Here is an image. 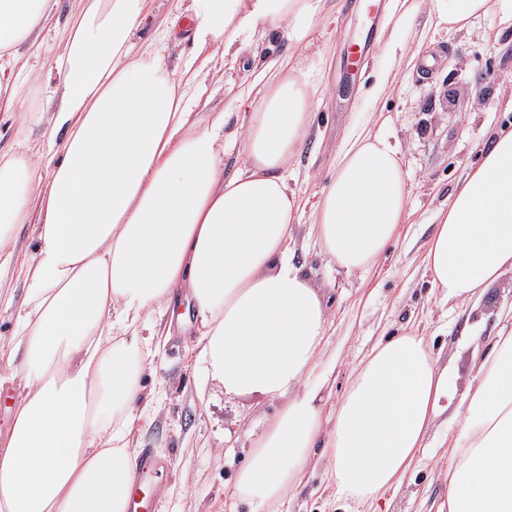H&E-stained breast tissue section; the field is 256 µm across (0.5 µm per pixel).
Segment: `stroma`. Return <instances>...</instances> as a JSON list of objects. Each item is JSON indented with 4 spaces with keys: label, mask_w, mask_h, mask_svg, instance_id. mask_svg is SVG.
<instances>
[{
    "label": "stroma",
    "mask_w": 512,
    "mask_h": 512,
    "mask_svg": "<svg viewBox=\"0 0 512 512\" xmlns=\"http://www.w3.org/2000/svg\"><path fill=\"white\" fill-rule=\"evenodd\" d=\"M388 2L325 0L306 50L290 53L279 36L262 39L256 47L258 65L292 55L323 89L311 133L295 159L297 185L308 207L292 227L290 247L296 263L321 288L330 313L323 355L332 368L323 390L327 419L359 362L379 343L409 330L425 336L438 367H450L458 390H465L475 375V357L488 351L500 318L512 310V272L480 300L458 305L442 301L423 262L440 208L489 148L493 133L512 125V24L490 12L456 31L422 8L389 14ZM177 5L178 0H147L144 21L131 37L133 52L155 43ZM76 6L77 0H59L40 46L17 44L18 64L27 78L12 112H0V154L21 143L33 158L45 162L53 156L55 147L45 139L44 128L63 85L49 70L62 51L58 32ZM394 35L437 56L436 68L415 70L382 53L381 43ZM162 55L177 77L185 62L193 61L199 112L225 111L250 78L223 51L199 47L177 31ZM376 71L386 73V86L378 96L365 97ZM363 123L384 128L399 145L411 206L386 255L366 272L349 275L329 265L311 236V206L355 127ZM37 246L33 225H23L6 246L10 264L0 266V372L20 363L14 355L16 314L26 301L25 265ZM152 319L170 332L142 380L152 412L137 423L130 440L132 447L154 448L174 460L172 473L165 476L168 496L158 512H247L233 493L250 444L247 432L261 427L275 405L202 382L193 324H169L158 312ZM451 419L448 412L438 419L409 472L376 506L337 500L325 463L316 458L288 491L285 505H271L267 512H440L447 502Z\"/></svg>",
    "instance_id": "obj_1"
}]
</instances>
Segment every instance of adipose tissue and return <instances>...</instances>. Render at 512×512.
I'll use <instances>...</instances> for the list:
<instances>
[{"label":"adipose tissue","instance_id":"ef3b65f1","mask_svg":"<svg viewBox=\"0 0 512 512\" xmlns=\"http://www.w3.org/2000/svg\"><path fill=\"white\" fill-rule=\"evenodd\" d=\"M56 0H0V111L15 104V40L38 32ZM448 27L512 0H418ZM145 0H83L53 63L64 87L46 129L60 163L25 149L0 157V246L27 223L39 191L38 251L17 314L21 382L0 446V512H124L135 458L129 437L147 409L149 351L138 330L157 307L193 303L197 364L226 393L277 402L253 439L235 494L264 512L311 460L318 437L340 500L373 501L399 483L434 422L454 408L448 512H512V328L457 392L423 337L405 332L356 369L330 425L320 385H307L328 312L288 241L300 198L290 163L311 127L319 86L272 61L241 86L230 111L191 112L195 88L160 56L132 55ZM324 0H192L180 12L195 41L231 50L264 31L306 44ZM239 144L225 162L227 144ZM400 151L359 130L313 213L330 262L364 271L387 252L408 210ZM433 288L466 300L512 272V129H500L442 210L424 256Z\"/></svg>","mask_w":512,"mask_h":512}]
</instances>
